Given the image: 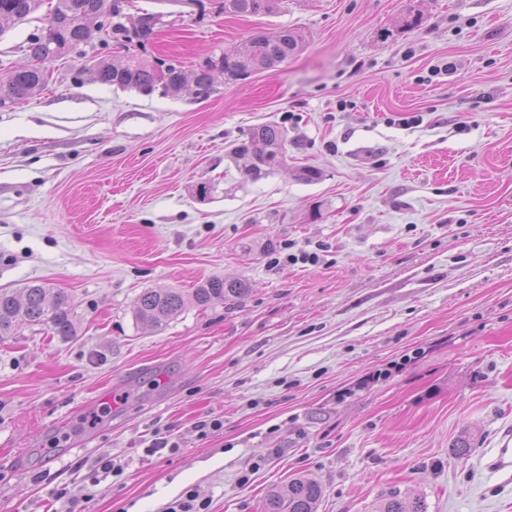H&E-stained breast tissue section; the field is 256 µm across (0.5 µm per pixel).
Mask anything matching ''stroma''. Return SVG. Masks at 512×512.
I'll list each match as a JSON object with an SVG mask.
<instances>
[{
	"label": "stroma",
	"instance_id": "obj_1",
	"mask_svg": "<svg viewBox=\"0 0 512 512\" xmlns=\"http://www.w3.org/2000/svg\"><path fill=\"white\" fill-rule=\"evenodd\" d=\"M221 2L132 0L130 19L160 17L152 44L92 41L0 108V288L49 283L77 327L0 341V512H62L63 486L74 512H167L190 490L260 512L301 472L319 512L393 486L428 512H512V0ZM46 21L0 36V73ZM282 27L297 54L204 101L93 71L136 54L189 75ZM267 122L286 164L254 181L231 149ZM212 277L247 293L196 305ZM151 288L188 298L160 330L134 317ZM157 432L176 450L146 455ZM103 456L122 471L91 485ZM282 0H224L222 9L224 13L241 15H267L280 8Z\"/></svg>",
	"mask_w": 512,
	"mask_h": 512
}]
</instances>
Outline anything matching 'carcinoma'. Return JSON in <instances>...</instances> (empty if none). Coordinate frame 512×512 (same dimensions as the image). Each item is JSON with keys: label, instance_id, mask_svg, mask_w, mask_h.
I'll return each mask as SVG.
<instances>
[{"label": "carcinoma", "instance_id": "1", "mask_svg": "<svg viewBox=\"0 0 512 512\" xmlns=\"http://www.w3.org/2000/svg\"><path fill=\"white\" fill-rule=\"evenodd\" d=\"M44 0H0V21L15 24L36 13ZM282 0H222V9L229 14L267 15L280 8ZM106 18L97 30L85 24V18ZM122 0H55L44 27L31 34L26 52L31 59L50 55L90 43L94 32H106L117 43L137 42L142 45L154 35L158 17L145 13L131 29L122 22ZM303 37L290 28L274 32L259 31L242 40L233 49L206 64L198 65L193 73V85L186 88V76L175 64L151 62L136 55L116 65L108 59L95 63L96 78L103 84L138 90L151 94L159 89L165 95H179L190 90L197 100H206L214 92L215 66H220L227 82L244 79L253 71L273 70L299 51ZM48 76L37 70L16 72L8 82L0 81V103L12 104L40 93ZM285 131L276 124L252 127L246 139L235 146L234 153L249 158L246 175L253 179L269 175L284 161ZM248 292L238 281L226 282L219 278L205 281L194 291V300L200 306L239 299ZM185 308L183 293L176 288L149 289L135 301L136 321L154 329L165 327ZM21 324L46 325L58 336H72L76 326L68 295L41 284H30L17 293L0 289V339L12 336ZM323 496L321 484L308 474L292 478L283 489L270 491L263 512H318ZM372 512H428L424 498L413 497L393 486L383 492L372 505Z\"/></svg>", "mask_w": 512, "mask_h": 512}]
</instances>
